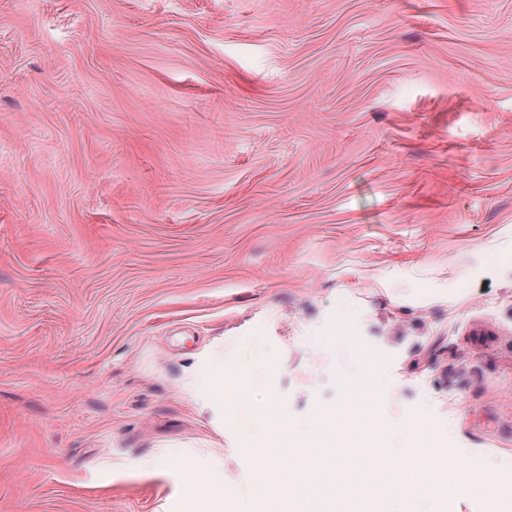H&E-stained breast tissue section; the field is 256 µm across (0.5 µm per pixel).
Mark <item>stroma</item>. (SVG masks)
<instances>
[{
  "instance_id": "stroma-1",
  "label": "stroma",
  "mask_w": 512,
  "mask_h": 512,
  "mask_svg": "<svg viewBox=\"0 0 512 512\" xmlns=\"http://www.w3.org/2000/svg\"><path fill=\"white\" fill-rule=\"evenodd\" d=\"M360 383L512 482V0H0V512H272ZM197 382L205 388L210 399L216 400L223 407V411L225 405L231 418L236 414L240 390L229 378H224V359L215 358L209 373L198 378ZM280 447H283L279 452L281 454L280 458L271 457L270 460H267L264 462L257 470H256V478H253L254 483L257 485L258 488H267L270 484H278L282 488L285 487V477L286 473L284 472L283 468H281V460L282 457L284 459H287L289 462V471L288 474L294 472L297 475H299V480L295 485H292L291 483H288V495L289 497L293 496H301L305 493H307L308 490H310L309 485L306 483L303 474L305 471L309 473L310 471L314 472L315 474L317 471L309 467L310 463L317 462L319 464V467L323 470V472H327L325 469L326 465L335 464V457L332 455H327L328 450L326 448H307L306 456L309 458L310 462L307 466L305 464L303 467L299 470H293V457L296 452L295 447L299 446H291L283 442L279 445ZM289 447V448H288ZM196 455V452H188L174 462H169L165 458H160L157 460V464L159 466H161L162 463L169 462L174 467V469L179 472L183 481L184 494L193 500V505L197 500V487L194 483V476L197 473L198 467Z\"/></svg>"
}]
</instances>
